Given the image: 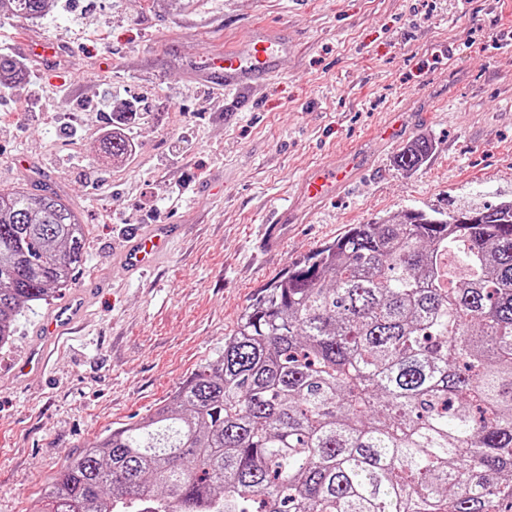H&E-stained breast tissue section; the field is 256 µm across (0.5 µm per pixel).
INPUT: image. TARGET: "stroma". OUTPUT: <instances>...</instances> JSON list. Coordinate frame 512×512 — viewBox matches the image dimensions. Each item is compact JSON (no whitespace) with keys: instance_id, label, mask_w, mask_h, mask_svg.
Segmentation results:
<instances>
[{"instance_id":"stroma-1","label":"stroma","mask_w":512,"mask_h":512,"mask_svg":"<svg viewBox=\"0 0 512 512\" xmlns=\"http://www.w3.org/2000/svg\"><path fill=\"white\" fill-rule=\"evenodd\" d=\"M260 25L291 48L248 95L204 83L209 58ZM38 35L55 68L28 61L0 97V186H43L85 226L67 287L25 311L0 347V512H29L65 460L169 403L224 349L244 310L293 263L352 224L410 210L512 200V11L504 0H56L42 18L0 16V52ZM128 99L137 153L92 162L111 127L105 89ZM406 122L380 136L392 114ZM416 170L394 159L417 138ZM361 152L349 188L263 251L268 211L331 156ZM177 224L147 275L119 258L130 232ZM91 289L78 336L50 346L25 386L10 367L41 321Z\"/></svg>"}]
</instances>
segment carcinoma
Here are the masks:
<instances>
[{"label": "carcinoma", "mask_w": 512, "mask_h": 512, "mask_svg": "<svg viewBox=\"0 0 512 512\" xmlns=\"http://www.w3.org/2000/svg\"><path fill=\"white\" fill-rule=\"evenodd\" d=\"M54 0H0L37 19ZM19 76L0 54V83ZM105 157L124 160L113 134ZM430 143L396 159L413 170ZM84 225L0 188V345ZM49 512H512V201L355 224L243 313L171 402L46 483Z\"/></svg>", "instance_id": "cac0c4a2"}]
</instances>
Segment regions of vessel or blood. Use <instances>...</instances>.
Returning a JSON list of instances; mask_svg holds the SVG:
<instances>
[{
  "label": "vessel or blood",
  "instance_id": "obj_1",
  "mask_svg": "<svg viewBox=\"0 0 512 512\" xmlns=\"http://www.w3.org/2000/svg\"><path fill=\"white\" fill-rule=\"evenodd\" d=\"M288 49V38L283 32L268 28L256 29L235 49L212 57L205 80L231 88H249L274 71ZM361 166L362 159L358 156L320 165L304 174L300 180V191L312 203H322L350 183ZM295 220L296 215L289 208L270 219L261 237L264 248L276 250ZM178 234L179 227L175 224L149 225L147 231L136 237L122 253V264L133 272L151 271L167 253ZM86 303L85 294H73L56 317L46 324L41 340L31 347L23 361L15 365L13 374L18 380H26L31 373L45 369L47 349L77 331Z\"/></svg>",
  "mask_w": 512,
  "mask_h": 512
}]
</instances>
